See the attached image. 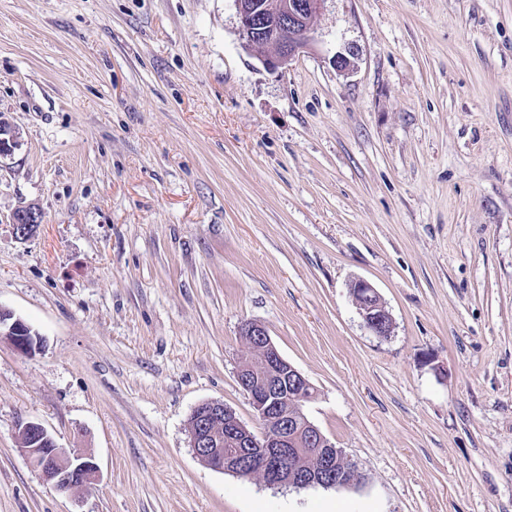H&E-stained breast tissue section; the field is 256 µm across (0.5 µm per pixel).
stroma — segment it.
I'll use <instances>...</instances> for the list:
<instances>
[{
    "label": "stroma",
    "mask_w": 512,
    "mask_h": 512,
    "mask_svg": "<svg viewBox=\"0 0 512 512\" xmlns=\"http://www.w3.org/2000/svg\"><path fill=\"white\" fill-rule=\"evenodd\" d=\"M0 113V307L41 338L0 336V512H512V0H325L276 72L234 0H0ZM248 320L359 483L194 456L197 405L256 424ZM30 421L99 482H45ZM14 230L19 229L20 235H28L36 232L37 228L42 224V213L34 206H23L16 208L10 218ZM350 292L366 327L375 336H391L392 316L373 285L366 280L358 279L351 283Z\"/></svg>",
    "instance_id": "35a3bbf8"
}]
</instances>
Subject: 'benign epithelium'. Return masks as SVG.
I'll return each mask as SVG.
<instances>
[{"label":"benign epithelium","instance_id":"7a95c632","mask_svg":"<svg viewBox=\"0 0 512 512\" xmlns=\"http://www.w3.org/2000/svg\"><path fill=\"white\" fill-rule=\"evenodd\" d=\"M240 35L247 49L262 52L260 61L275 72L303 53L311 44L313 23L324 0H234ZM17 135L0 117V158L12 154ZM21 235H31L42 224L34 206L16 208L10 218ZM350 292L366 327L376 336L388 337L393 319L373 285L363 279ZM0 335L10 339L23 354L37 344L30 328L12 312L0 308ZM240 336L246 354L236 369V380L248 397L260 430L246 425L235 410L220 400L197 405L187 424L189 446L203 464L267 487L295 490L322 486H347L341 461L352 462L336 447L306 412L315 387L274 345L266 327L246 321ZM51 439L37 422L26 423L20 434V450L44 481L60 493H72L100 479L91 455L64 448H42Z\"/></svg>","mask_w":512,"mask_h":512}]
</instances>
